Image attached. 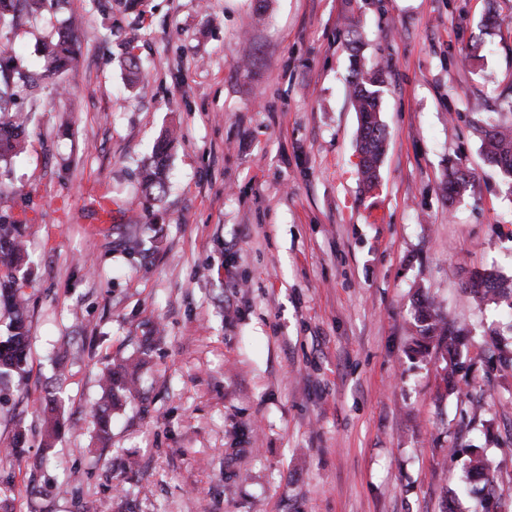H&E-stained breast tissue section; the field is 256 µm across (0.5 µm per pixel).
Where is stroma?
Wrapping results in <instances>:
<instances>
[{"label":"stroma","instance_id":"obj_1","mask_svg":"<svg viewBox=\"0 0 512 512\" xmlns=\"http://www.w3.org/2000/svg\"><path fill=\"white\" fill-rule=\"evenodd\" d=\"M134 1L70 0L79 65L44 88L0 193L25 225L31 322L0 392V512H481L457 492L471 445L512 512V365L487 360L512 351V310L472 284L512 277V188L474 131L512 107V0ZM57 20L0 44L40 66ZM352 37L388 66L369 190ZM168 132L169 185L148 198L139 169ZM454 165L469 186L448 203ZM134 230L144 253L123 247ZM423 296L470 332L453 393L413 352ZM141 356L101 444L99 377Z\"/></svg>","mask_w":512,"mask_h":512}]
</instances>
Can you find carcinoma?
<instances>
[{
	"label": "carcinoma",
	"mask_w": 512,
	"mask_h": 512,
	"mask_svg": "<svg viewBox=\"0 0 512 512\" xmlns=\"http://www.w3.org/2000/svg\"><path fill=\"white\" fill-rule=\"evenodd\" d=\"M70 0H0V24L16 26L35 22L50 6L58 11L68 9ZM80 26L73 15H68L56 28L41 33L40 54L42 68L31 67L22 57L6 46L0 48V160L10 161L24 152L30 125V113L14 107L21 96L37 104L36 93L43 84L59 80L74 70L81 55L78 37ZM359 40L353 39L351 50V104L358 115L357 152L358 172L364 187L370 188L378 180L387 130L380 116V92L384 84L385 68L375 63L366 68L358 55ZM485 161L512 180V106L507 116L495 123L477 125ZM160 141L152 152L150 163L140 172V185L148 197H160L167 190V144ZM467 185V175L459 168L452 170L449 180L442 184V195L452 201ZM22 225L7 219L0 220V313L7 317V334L0 336V388L8 386L23 371L27 363L29 328L24 292L13 276V270L24 261ZM483 285L482 294L496 304L512 310V286H501L493 271L475 273ZM413 326L417 336L418 352L427 358L434 354L442 360L441 378L446 387L455 390L454 378L464 368L462 348L469 332L464 328L448 330V321L431 300H422L414 307ZM143 360H124L107 368L101 378L102 398L96 413L95 426L99 439L108 441L112 410L122 405L135 391V373ZM468 473L465 491L477 499L489 512L495 488L484 459L472 451L464 464Z\"/></svg>",
	"instance_id": "carcinoma-1"
}]
</instances>
